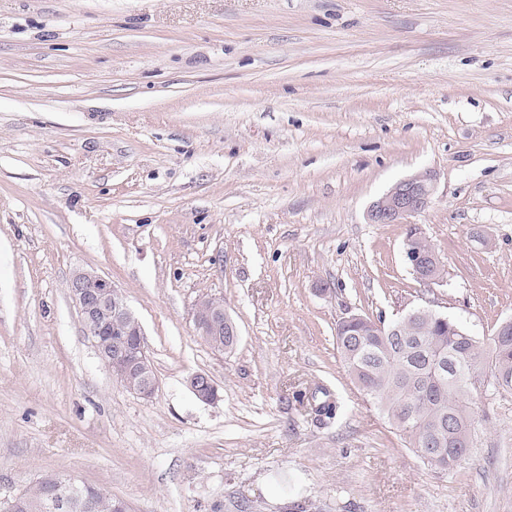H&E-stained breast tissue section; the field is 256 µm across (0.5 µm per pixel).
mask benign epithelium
Wrapping results in <instances>:
<instances>
[{
    "instance_id": "obj_1",
    "label": "benign epithelium",
    "mask_w": 512,
    "mask_h": 512,
    "mask_svg": "<svg viewBox=\"0 0 512 512\" xmlns=\"http://www.w3.org/2000/svg\"><path fill=\"white\" fill-rule=\"evenodd\" d=\"M436 176L426 170L395 183L385 194L372 202L368 219L372 224H406L410 216L425 210L435 194ZM426 235L418 227L403 240L402 251L406 267L419 282L427 285L442 282L443 263L435 251L422 249ZM69 293L78 306L86 335L90 336L99 355V336L110 328L119 330L121 339L112 345V355L127 364L128 380L123 386L142 399L153 396L157 380L152 377L137 379L139 366L148 358L143 343L139 320L128 306L122 292L107 276L94 270L79 271L69 282ZM211 297L201 298L193 311L195 332L203 340L229 336L236 342L239 330L224 309L209 305ZM187 387L201 402L213 403L220 399L219 386L206 373H195L187 379ZM52 506L56 512H69L73 508L68 487L57 489Z\"/></svg>"
}]
</instances>
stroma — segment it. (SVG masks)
<instances>
[{"label": "stroma", "mask_w": 512, "mask_h": 512, "mask_svg": "<svg viewBox=\"0 0 512 512\" xmlns=\"http://www.w3.org/2000/svg\"><path fill=\"white\" fill-rule=\"evenodd\" d=\"M422 170L426 211L368 222ZM79 270L140 320L150 399L85 334ZM416 306L483 340L512 318V0H0V495L50 471L130 512H512L511 392H475L441 471L347 373L340 320ZM413 233L403 240L402 251L406 267L419 282L427 285L442 282L443 263L437 252L424 250L421 245L429 238L418 227H411ZM213 298L215 297L206 296L197 302L193 311V325L196 334L204 341H210L213 337L224 336V340L220 339L224 347L222 346L220 349L211 348L216 352H224V350L232 349L228 345L230 344V336L231 345H234L240 334L236 324L223 309V299L215 298L213 301V304L223 308L209 306V301ZM187 387L201 402L214 403L220 399L219 386L206 373H194L187 379Z\"/></svg>", "instance_id": "stroma-1"}]
</instances>
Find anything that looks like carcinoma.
<instances>
[{"instance_id": "1", "label": "carcinoma", "mask_w": 512, "mask_h": 512, "mask_svg": "<svg viewBox=\"0 0 512 512\" xmlns=\"http://www.w3.org/2000/svg\"><path fill=\"white\" fill-rule=\"evenodd\" d=\"M407 335L387 336L371 318L341 324L337 348L355 385L386 416L424 463L438 470L455 466L468 452L479 419L472 395L489 385L512 391V330L495 331L488 343L451 319L424 312L409 320ZM458 364L464 378L450 383L434 371V358ZM64 482L72 493L95 504L94 512H113L119 497L105 487L70 475L44 472L26 488L25 508L14 512H55L50 496Z\"/></svg>"}]
</instances>
